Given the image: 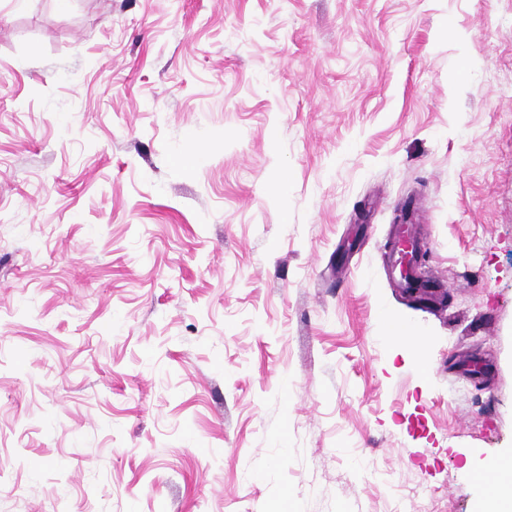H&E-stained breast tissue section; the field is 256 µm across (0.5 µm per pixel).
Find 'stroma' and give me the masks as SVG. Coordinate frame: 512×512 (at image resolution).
<instances>
[{
	"label": "stroma",
	"instance_id": "obj_1",
	"mask_svg": "<svg viewBox=\"0 0 512 512\" xmlns=\"http://www.w3.org/2000/svg\"><path fill=\"white\" fill-rule=\"evenodd\" d=\"M509 451L512 0H0V512H476Z\"/></svg>",
	"mask_w": 512,
	"mask_h": 512
}]
</instances>
